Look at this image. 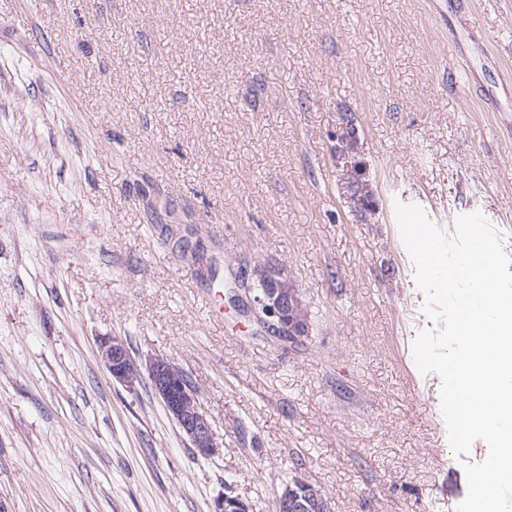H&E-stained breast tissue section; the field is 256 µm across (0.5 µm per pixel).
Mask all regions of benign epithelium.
<instances>
[{"instance_id": "benign-epithelium-1", "label": "benign epithelium", "mask_w": 512, "mask_h": 512, "mask_svg": "<svg viewBox=\"0 0 512 512\" xmlns=\"http://www.w3.org/2000/svg\"><path fill=\"white\" fill-rule=\"evenodd\" d=\"M335 142L336 164L350 179L366 178V170L359 160L360 135L349 130L343 122L331 132ZM250 276L241 273L229 288V302L238 307L263 331L281 336L294 343L305 336L304 328L290 316L288 297L280 291L276 275L268 271L262 275L261 287L253 284ZM98 356L113 380L131 388L141 377V368L130 356L124 342L117 336H103L98 341ZM146 371L152 387L166 410L176 421L191 446L204 456L217 452V443L210 420L201 411L198 394L184 383L181 368L164 356H153L146 362ZM316 490L304 480L288 485L277 498L279 512H309ZM214 512H250L248 501L233 493L224 495Z\"/></svg>"}]
</instances>
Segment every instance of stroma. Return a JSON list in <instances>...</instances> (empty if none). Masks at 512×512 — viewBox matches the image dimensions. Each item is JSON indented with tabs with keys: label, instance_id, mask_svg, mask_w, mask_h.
I'll return each mask as SVG.
<instances>
[{
	"label": "stroma",
	"instance_id": "35a3bbf8",
	"mask_svg": "<svg viewBox=\"0 0 512 512\" xmlns=\"http://www.w3.org/2000/svg\"><path fill=\"white\" fill-rule=\"evenodd\" d=\"M512 69V0H466ZM450 0H0V512H214L225 480L276 512H456L467 479L395 205L447 237L481 214L512 255V130L463 97ZM351 113L360 217L331 130ZM275 267L310 316L295 346L209 314L213 271ZM121 337L198 389L194 453ZM98 356L113 380L131 388L141 377V368L117 336H103L98 341ZM311 486L304 480H295L293 484L288 485L277 498V508L279 512H309L312 498L317 491V500L321 503L326 498L318 489Z\"/></svg>",
	"mask_w": 512,
	"mask_h": 512
}]
</instances>
